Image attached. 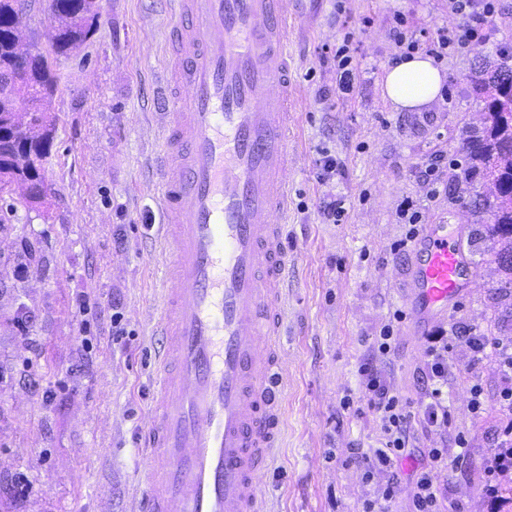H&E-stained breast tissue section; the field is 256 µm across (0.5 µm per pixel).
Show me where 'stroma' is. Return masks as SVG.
<instances>
[{
	"instance_id": "stroma-1",
	"label": "stroma",
	"mask_w": 512,
	"mask_h": 512,
	"mask_svg": "<svg viewBox=\"0 0 512 512\" xmlns=\"http://www.w3.org/2000/svg\"><path fill=\"white\" fill-rule=\"evenodd\" d=\"M103 24L80 52L53 63L57 117L42 162L49 190L32 209L23 191L0 199V512H132L141 436L150 424L153 332L160 316L158 180L160 76L170 54L168 0H102ZM490 36L449 46L440 60L444 98L428 112H396L383 98L388 60L406 35L427 52L464 23L448 0H298L289 48L293 83L282 225L288 280L277 358L288 381L279 446L256 476L266 512H360L375 486L353 451L382 447L363 396L362 364L377 366L411 413L413 458L439 437L420 422L426 371L402 244L407 213L468 236L447 193L432 198L427 160L459 156L461 132L479 125L471 71L477 55L512 48V0H496ZM351 36L362 79L335 94L332 52ZM338 168L318 176L323 153ZM342 200V223L321 212ZM475 287L459 289L426 323L448 336V503L489 512L486 456L504 426L494 345L512 337L493 283L496 265L472 256ZM396 325L389 354L380 329ZM485 344L475 356L471 340ZM482 407L471 412L469 390Z\"/></svg>"
}]
</instances>
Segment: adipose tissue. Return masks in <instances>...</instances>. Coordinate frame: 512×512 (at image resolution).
<instances>
[{
    "instance_id": "1",
    "label": "adipose tissue",
    "mask_w": 512,
    "mask_h": 512,
    "mask_svg": "<svg viewBox=\"0 0 512 512\" xmlns=\"http://www.w3.org/2000/svg\"><path fill=\"white\" fill-rule=\"evenodd\" d=\"M445 74L424 53L396 54L385 66L383 97L397 112H419L436 100Z\"/></svg>"
}]
</instances>
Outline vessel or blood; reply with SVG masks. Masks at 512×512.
<instances>
[{
	"instance_id": "1",
	"label": "vessel or blood",
	"mask_w": 512,
	"mask_h": 512,
	"mask_svg": "<svg viewBox=\"0 0 512 512\" xmlns=\"http://www.w3.org/2000/svg\"><path fill=\"white\" fill-rule=\"evenodd\" d=\"M168 123L155 162L163 279L154 424L135 512H258L254 480L286 391L275 358L288 277L291 85L288 0H171ZM411 306L447 309L468 272L459 242L426 224L408 249Z\"/></svg>"
}]
</instances>
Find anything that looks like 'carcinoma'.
<instances>
[{"label":"carcinoma","instance_id":"1","mask_svg":"<svg viewBox=\"0 0 512 512\" xmlns=\"http://www.w3.org/2000/svg\"><path fill=\"white\" fill-rule=\"evenodd\" d=\"M17 3L0 0V62L19 52L23 34ZM100 12V0H54L51 53L67 57L79 50L96 30ZM472 81L483 121L463 139L461 160L452 163L459 169L454 181L467 193L457 202L476 224L469 243L482 244L483 253L498 265V305L512 318V53L483 59ZM54 88L55 74L48 63L20 84L0 83V192L5 185L38 174L55 127L56 117L47 108ZM17 105L34 109L23 133L10 124Z\"/></svg>","mask_w":512,"mask_h":512}]
</instances>
